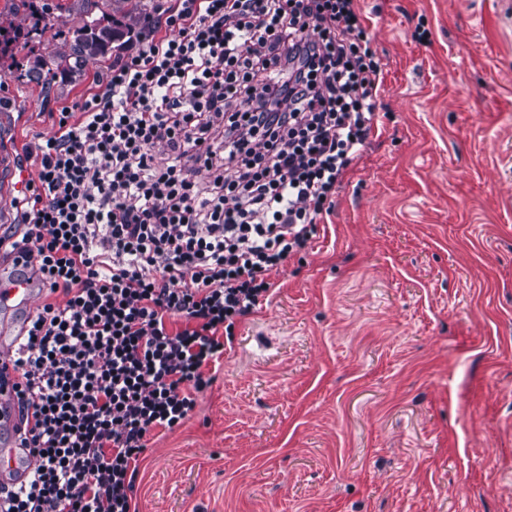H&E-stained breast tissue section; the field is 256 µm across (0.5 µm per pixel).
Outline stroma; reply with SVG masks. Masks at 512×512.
Masks as SVG:
<instances>
[{
	"label": "stroma",
	"instance_id": "1",
	"mask_svg": "<svg viewBox=\"0 0 512 512\" xmlns=\"http://www.w3.org/2000/svg\"><path fill=\"white\" fill-rule=\"evenodd\" d=\"M379 132L179 428L134 512H512V0H359ZM0 71V143L95 93Z\"/></svg>",
	"mask_w": 512,
	"mask_h": 512
}]
</instances>
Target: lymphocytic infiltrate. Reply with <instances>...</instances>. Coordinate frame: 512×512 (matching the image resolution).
Masks as SVG:
<instances>
[{
  "label": "lymphocytic infiltrate",
  "instance_id": "f902f5d3",
  "mask_svg": "<svg viewBox=\"0 0 512 512\" xmlns=\"http://www.w3.org/2000/svg\"><path fill=\"white\" fill-rule=\"evenodd\" d=\"M156 25L25 148L0 254L47 300L0 369L29 464L0 512H131L152 433L189 419L378 127L355 0H168Z\"/></svg>",
  "mask_w": 512,
  "mask_h": 512
}]
</instances>
